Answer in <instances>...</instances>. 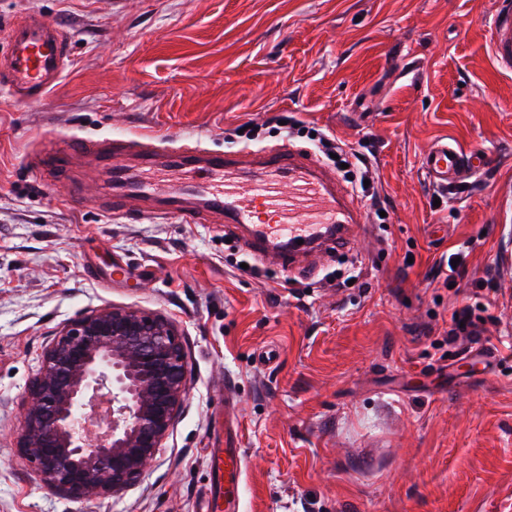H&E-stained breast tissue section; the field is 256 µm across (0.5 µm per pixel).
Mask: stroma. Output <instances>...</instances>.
Listing matches in <instances>:
<instances>
[{"instance_id":"1","label":"stroma","mask_w":512,"mask_h":512,"mask_svg":"<svg viewBox=\"0 0 512 512\" xmlns=\"http://www.w3.org/2000/svg\"><path fill=\"white\" fill-rule=\"evenodd\" d=\"M499 0H0V49L24 14L71 38L38 101L0 87V512H210L209 453L237 430L244 512H512V70L493 60ZM310 149L312 131L370 171L365 228L292 272L241 266L239 230L153 201L108 211L97 155L65 137L166 149ZM447 138L490 161L433 188ZM464 251L454 287L439 265ZM355 260L353 284L336 272ZM496 302L449 343L455 309ZM114 306L171 321L190 389L143 480L77 502L17 451L30 381L58 332Z\"/></svg>"}]
</instances>
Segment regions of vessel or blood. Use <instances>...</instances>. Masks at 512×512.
Returning <instances> with one entry per match:
<instances>
[{
	"label": "vessel or blood",
	"mask_w": 512,
	"mask_h": 512,
	"mask_svg": "<svg viewBox=\"0 0 512 512\" xmlns=\"http://www.w3.org/2000/svg\"><path fill=\"white\" fill-rule=\"evenodd\" d=\"M490 51L496 63L512 68V0H504L493 20ZM69 57V36L42 15L25 17L12 29L0 85L30 100L43 97L61 77ZM487 161L485 151L467 150L440 139L421 157L420 166L437 188L464 183ZM175 166L188 172L171 197L198 196L204 211L175 209L185 224L201 223L202 212L244 227L254 254L262 260L277 256L279 265L301 263L304 246L335 248L349 243L354 228L363 224L362 205L313 153L291 147L277 150L242 149L207 152L198 157L187 151ZM244 460L233 438L215 449L210 461V493L215 512H242L241 481Z\"/></svg>",
	"instance_id": "1"
}]
</instances>
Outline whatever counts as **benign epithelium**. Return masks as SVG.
<instances>
[{
	"label": "benign epithelium",
	"mask_w": 512,
	"mask_h": 512,
	"mask_svg": "<svg viewBox=\"0 0 512 512\" xmlns=\"http://www.w3.org/2000/svg\"><path fill=\"white\" fill-rule=\"evenodd\" d=\"M172 323L102 308L66 325L29 385L19 454L42 483L74 501L140 482L187 397Z\"/></svg>",
	"instance_id": "obj_1"
}]
</instances>
